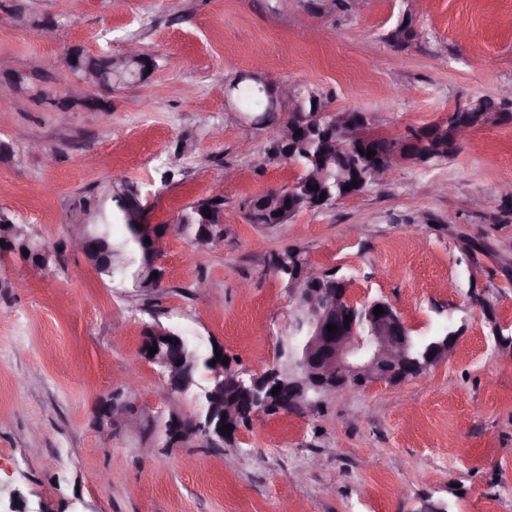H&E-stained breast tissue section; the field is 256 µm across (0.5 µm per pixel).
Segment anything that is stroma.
<instances>
[{
  "mask_svg": "<svg viewBox=\"0 0 512 512\" xmlns=\"http://www.w3.org/2000/svg\"><path fill=\"white\" fill-rule=\"evenodd\" d=\"M0 15V80L19 82L0 98V213L54 242L83 197L129 184L147 224L224 196L223 239L194 258L171 234L158 288L102 279L78 253L52 276L0 257V503L512 512V118L474 128L448 159L397 160L331 208L250 224L242 202L299 171L265 162L271 127L225 95L241 74L276 72L401 139L512 88V0H0ZM404 26L412 38L394 41ZM130 41L155 68L85 104L58 44L91 59ZM291 247L343 277L353 302H390L414 335L453 332L450 353L421 377L262 416L230 445L165 447L169 416L195 404L140 356L146 324L263 373L293 307L270 256ZM106 401L122 414L109 425Z\"/></svg>",
  "mask_w": 512,
  "mask_h": 512,
  "instance_id": "1",
  "label": "stroma"
}]
</instances>
